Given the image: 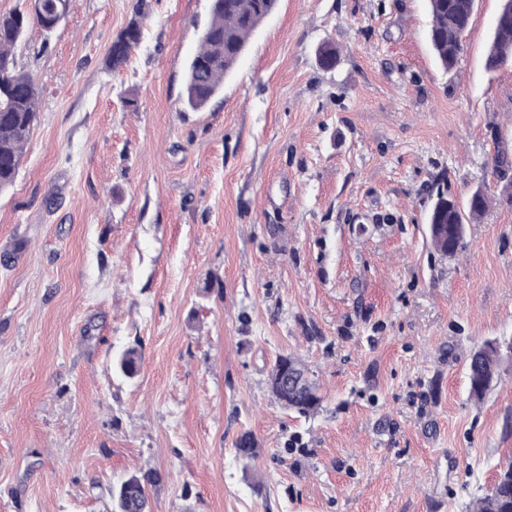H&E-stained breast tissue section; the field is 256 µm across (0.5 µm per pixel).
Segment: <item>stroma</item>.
Listing matches in <instances>:
<instances>
[{"label": "stroma", "mask_w": 512, "mask_h": 512, "mask_svg": "<svg viewBox=\"0 0 512 512\" xmlns=\"http://www.w3.org/2000/svg\"><path fill=\"white\" fill-rule=\"evenodd\" d=\"M499 8L476 0L447 71L426 0H278L196 111L210 0H71L15 45L39 121L0 193V512H109L140 468L163 476L151 512H470L512 462V361L481 401L466 377L512 339V209L447 256L427 213L501 188ZM282 354L309 366L314 417L272 398ZM142 19L143 14H141V11H137L135 17L114 40L113 46H119V50H112L111 45L108 59L112 70H119L128 60L132 50L139 45L142 37ZM141 352L136 347H129L113 361L114 369L128 379H134L140 370Z\"/></svg>", "instance_id": "35a3bbf8"}]
</instances>
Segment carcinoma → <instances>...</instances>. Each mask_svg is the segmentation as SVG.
I'll list each match as a JSON object with an SVG mask.
<instances>
[{"mask_svg":"<svg viewBox=\"0 0 512 512\" xmlns=\"http://www.w3.org/2000/svg\"><path fill=\"white\" fill-rule=\"evenodd\" d=\"M431 14L429 39L442 66L453 69L464 52L463 36L473 14L475 0H428ZM43 10L24 13L15 10L0 15V192L13 186L21 165L24 149L39 119L38 89L33 78L17 70L13 45L25 37L29 28L38 26L48 31L53 14L67 15L70 0H42ZM277 0H212L211 20L203 28L200 46L187 66L183 101L198 110L215 98L224 77L243 56L248 40L262 22L275 10ZM143 14L135 17L114 40L119 49L109 50L113 70L121 68L142 37ZM512 61V0H502L495 18L492 42L486 53L485 68L495 72ZM500 177L512 167V149L504 141L497 142L492 159ZM489 207L487 195L480 189L468 200L467 208L438 193L430 212L435 248L445 254L456 252L464 238V225L480 219ZM491 344L469 356L470 395L482 398L490 388L488 380L494 369L501 367ZM141 352L129 347L113 361L114 369L128 379L140 370ZM272 396L283 407L302 416L315 414L322 398L308 366L293 355L279 356L269 374ZM162 482L156 470H143L125 476L112 486V512H149V491ZM475 512H512V462L500 470L489 492L476 501Z\"/></svg>","mask_w":512,"mask_h":512,"instance_id":"1","label":"carcinoma"}]
</instances>
